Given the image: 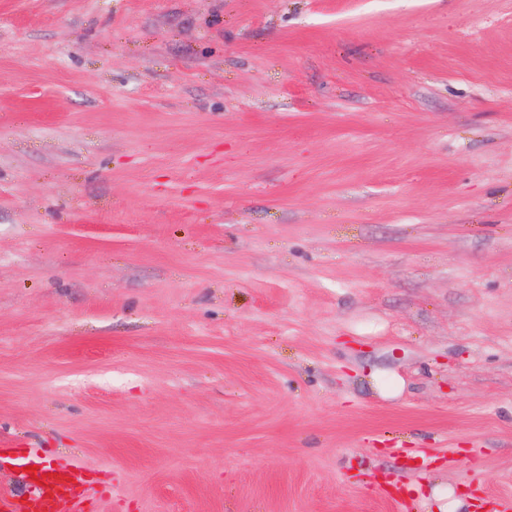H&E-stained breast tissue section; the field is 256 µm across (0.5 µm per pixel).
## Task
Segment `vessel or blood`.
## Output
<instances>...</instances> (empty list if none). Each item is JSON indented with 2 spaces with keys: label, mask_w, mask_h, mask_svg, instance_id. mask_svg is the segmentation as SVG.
Instances as JSON below:
<instances>
[{
  "label": "vessel or blood",
  "mask_w": 512,
  "mask_h": 512,
  "mask_svg": "<svg viewBox=\"0 0 512 512\" xmlns=\"http://www.w3.org/2000/svg\"><path fill=\"white\" fill-rule=\"evenodd\" d=\"M43 482L32 483L28 498L20 500L0 494V512H54L59 500L72 502V512H82L75 499V472L56 466L42 467Z\"/></svg>",
  "instance_id": "b4317fda"
}]
</instances>
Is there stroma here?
<instances>
[{
	"label": "stroma",
	"mask_w": 512,
	"mask_h": 512,
	"mask_svg": "<svg viewBox=\"0 0 512 512\" xmlns=\"http://www.w3.org/2000/svg\"><path fill=\"white\" fill-rule=\"evenodd\" d=\"M33 448L87 512H497L512 0H0V491Z\"/></svg>",
	"instance_id": "1"
}]
</instances>
